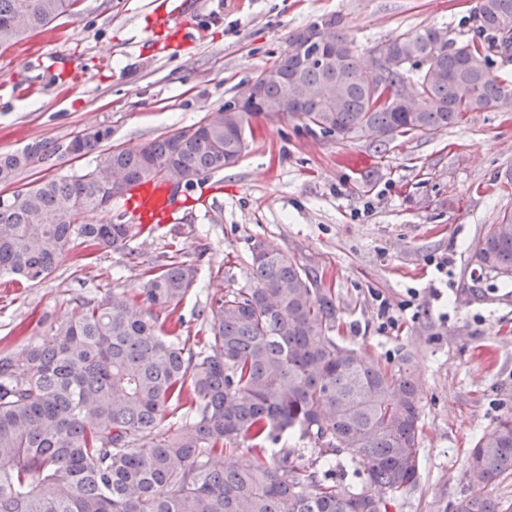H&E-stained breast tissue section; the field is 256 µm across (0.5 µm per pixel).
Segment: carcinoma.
Instances as JSON below:
<instances>
[{"label": "carcinoma", "instance_id": "1", "mask_svg": "<svg viewBox=\"0 0 512 512\" xmlns=\"http://www.w3.org/2000/svg\"><path fill=\"white\" fill-rule=\"evenodd\" d=\"M77 0H0V48L13 46L71 11ZM474 35L446 28L404 32L355 53L336 17L327 29L336 60L326 65L292 49V32L260 80L272 106L298 94L288 113L325 137L385 146L433 134L470 112H512V81L493 57L512 55V0H477ZM385 73L371 86L372 70ZM232 100L194 125L135 148H114L80 174L37 181L0 197V275L34 285L81 247L127 250L156 226L112 220V187L122 196L142 181L174 187L237 163L253 116ZM82 154L112 128L75 134ZM45 139L0 154V183L53 158ZM253 286L228 289L202 310V336L168 323L198 269L171 256L148 265L138 289L113 287L78 302L67 319L30 341L25 357H0V512H391L419 477L422 383L411 357L391 366L330 336L336 306L317 275L286 249L250 245ZM479 275L512 280V212L478 238ZM299 433L321 455L346 454L362 486L341 492L295 464V449L266 459L269 445ZM150 438L149 444L142 440ZM242 442L260 459L230 461ZM478 471L456 512H505L488 488L512 473V414L470 450Z\"/></svg>", "mask_w": 512, "mask_h": 512}]
</instances>
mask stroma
Instances as JSON below:
<instances>
[{
    "label": "stroma",
    "instance_id": "stroma-1",
    "mask_svg": "<svg viewBox=\"0 0 512 512\" xmlns=\"http://www.w3.org/2000/svg\"><path fill=\"white\" fill-rule=\"evenodd\" d=\"M175 0H78L44 31L0 49V153L64 141L96 126L132 148L198 122L273 62L288 34L338 16L356 53L406 31L473 34L477 0H193V38L158 25ZM239 161L178 194L152 235L130 242L143 264L171 240L198 261L197 283L172 319L199 329V310L251 285L249 246L290 250L336 305L339 343L391 365L409 353L422 384L417 486L395 512H453L470 487L466 459L512 413V281L474 277L469 247L512 211V112L383 148L307 131L294 118L253 121ZM51 161L18 174L9 194L94 167ZM126 252L73 249L39 284L0 278V354L68 318L84 298L137 288Z\"/></svg>",
    "mask_w": 512,
    "mask_h": 512
}]
</instances>
